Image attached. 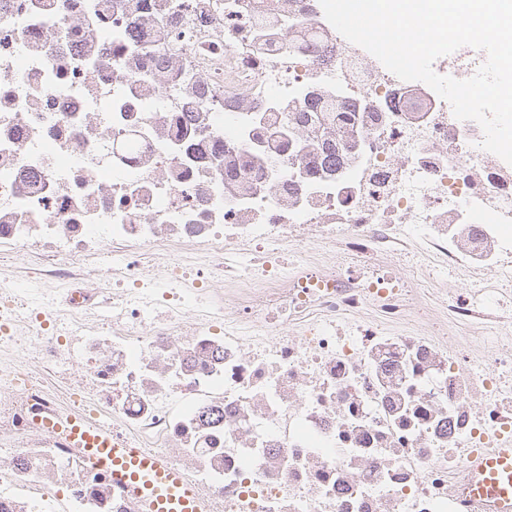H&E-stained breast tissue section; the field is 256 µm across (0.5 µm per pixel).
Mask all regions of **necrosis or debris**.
<instances>
[{
    "label": "necrosis or debris",
    "mask_w": 512,
    "mask_h": 512,
    "mask_svg": "<svg viewBox=\"0 0 512 512\" xmlns=\"http://www.w3.org/2000/svg\"><path fill=\"white\" fill-rule=\"evenodd\" d=\"M310 89L371 108L289 164L270 136ZM482 139L319 0H0V255L27 258L0 282V512H147L74 416L201 512H486L512 165ZM70 437L85 448L94 462L112 472V481L147 498L149 512H199L195 489L157 454L131 448L112 438L104 426L72 424Z\"/></svg>",
    "instance_id": "necrosis-or-debris-1"
}]
</instances>
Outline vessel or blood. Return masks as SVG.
Instances as JSON below:
<instances>
[{
    "instance_id": "obj_1",
    "label": "vessel or blood",
    "mask_w": 512,
    "mask_h": 512,
    "mask_svg": "<svg viewBox=\"0 0 512 512\" xmlns=\"http://www.w3.org/2000/svg\"><path fill=\"white\" fill-rule=\"evenodd\" d=\"M70 436L94 462L112 473L113 481L145 497L150 512H200L195 489L165 459L114 439L104 426L73 423ZM474 480L470 491L489 512H512V447L469 459Z\"/></svg>"
}]
</instances>
